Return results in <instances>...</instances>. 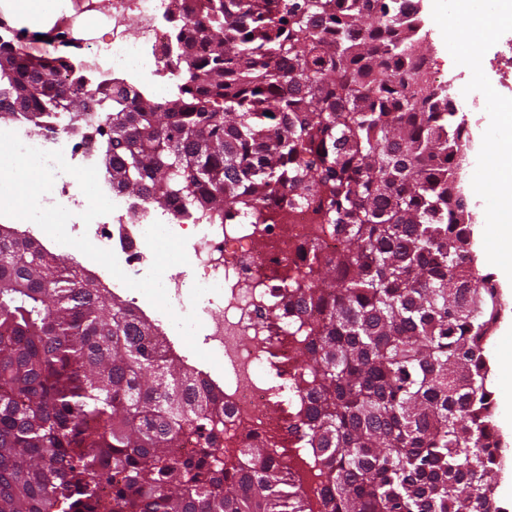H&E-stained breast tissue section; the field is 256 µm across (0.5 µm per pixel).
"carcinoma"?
<instances>
[{
    "mask_svg": "<svg viewBox=\"0 0 512 512\" xmlns=\"http://www.w3.org/2000/svg\"><path fill=\"white\" fill-rule=\"evenodd\" d=\"M417 4L188 0L201 21L171 18L179 83L162 98L26 53L0 21L20 116L74 119L132 203L180 199L208 224H286L314 203L344 237L335 259L312 245L288 294L321 512L496 505V284L473 263L454 187L465 123L418 67ZM63 91L85 109L60 108ZM283 473L260 445L224 457V389L157 326L0 230V512H273Z\"/></svg>",
    "mask_w": 512,
    "mask_h": 512,
    "instance_id": "carcinoma-1",
    "label": "carcinoma"
}]
</instances>
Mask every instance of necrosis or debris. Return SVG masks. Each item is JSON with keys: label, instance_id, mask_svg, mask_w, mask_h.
Returning <instances> with one entry per match:
<instances>
[{"label": "necrosis or debris", "instance_id": "necrosis-or-debris-1", "mask_svg": "<svg viewBox=\"0 0 512 512\" xmlns=\"http://www.w3.org/2000/svg\"><path fill=\"white\" fill-rule=\"evenodd\" d=\"M110 5L111 43L91 47L85 53L95 78L121 71L141 85L160 72L174 73L167 19L182 14L183 0H110ZM134 24L142 28L141 39L128 35ZM13 130L27 146L62 151L71 165L98 163L95 145L71 139L64 122L37 133L18 119ZM99 184L115 209L88 225L80 218L87 200L69 174L56 173L53 188L41 203L59 204L71 211L68 233L74 237L88 235L95 246L112 250L122 270L137 279L147 274L153 261L144 234L154 221L186 238L191 267L170 270L163 284L173 309L181 315L188 312L184 289L197 283L220 288L219 293L204 295L195 311L202 324V349L219 355L223 363L225 454L264 444L277 464L290 466L309 485H316L299 438L288 435L262 374L272 336L288 334V283L271 279L270 274L302 269L307 247L314 240L324 254L337 256L342 248L340 238L322 232L307 206L295 210L289 224H255L247 217L236 224H203L182 217L180 202H172L164 211L146 204L135 206L113 193L107 178H100Z\"/></svg>", "mask_w": 512, "mask_h": 512}]
</instances>
